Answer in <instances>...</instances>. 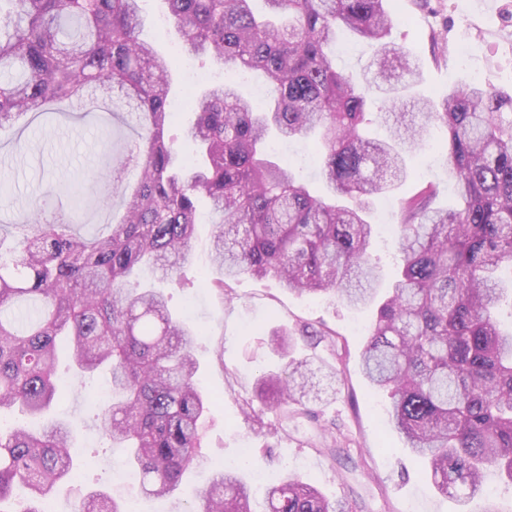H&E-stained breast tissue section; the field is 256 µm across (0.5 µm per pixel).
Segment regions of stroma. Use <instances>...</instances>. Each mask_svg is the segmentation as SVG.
Instances as JSON below:
<instances>
[{"label": "stroma", "mask_w": 512, "mask_h": 512, "mask_svg": "<svg viewBox=\"0 0 512 512\" xmlns=\"http://www.w3.org/2000/svg\"><path fill=\"white\" fill-rule=\"evenodd\" d=\"M143 8V38L160 51L176 53L180 39L162 0H145ZM388 8L400 18L392 40L420 63V94L441 101L450 88L471 81L476 73L482 85L512 93V0H389ZM221 76L211 63L183 60L173 76L174 101ZM85 110V116L77 118L69 105L58 104L52 114H29L0 129V243H11L39 196L45 199L48 221L57 214L56 198L80 196L74 228L87 237L120 220V198L107 196L106 187L113 181L114 156L135 132L118 126L111 138L103 137L110 100L87 103ZM19 139L26 143L20 152L14 149ZM429 182L439 187L435 207L456 205L447 157L439 150L426 151L421 174L376 200L372 257L384 272H391L397 262L394 219L399 201ZM211 236L210 218L201 214L192 261L183 270L192 287L157 280L149 272L143 276L145 283L163 290L175 314L201 329L195 357L213 403L203 431V468L190 473L174 496L140 497L139 512H183L187 499L211 472L238 464L244 437L250 440L254 463L244 467L242 475L256 492L285 476L299 475L314 483L329 502L341 503L345 512H460L454 497L436 493L426 480L422 463L389 422L388 393L373 389L361 370L372 311L355 310L327 296L297 295L276 280L249 276L230 281L234 300L225 302L198 280L203 267L209 268L211 278L221 276L210 264ZM304 322L325 325L334 334L333 341H302L296 349L298 357L335 366L340 373L336 387L319 384L321 399L314 408L325 430L303 418L284 428L270 413L254 421L245 408L254 398L258 377L283 366L269 346L272 330ZM58 368L63 389L37 421L59 418L74 428L79 478L57 486L52 507L53 512H75L80 491L126 496L118 481L125 470V451L101 435L95 418L98 393L109 385L108 371L101 368L76 376L65 348L59 352Z\"/></svg>", "instance_id": "1"}]
</instances>
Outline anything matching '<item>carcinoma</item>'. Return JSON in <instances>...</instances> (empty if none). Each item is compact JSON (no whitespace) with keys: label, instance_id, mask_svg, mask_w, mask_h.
I'll return each mask as SVG.
<instances>
[{"label":"carcinoma","instance_id":"1","mask_svg":"<svg viewBox=\"0 0 512 512\" xmlns=\"http://www.w3.org/2000/svg\"><path fill=\"white\" fill-rule=\"evenodd\" d=\"M144 0H0V127L47 102H81L102 92L112 118L140 129L113 161L137 174L124 215L88 238L68 222H44L37 205L8 250L0 251V414L40 415L56 399L58 344L81 371L106 367L112 398L99 429L129 449L146 492L161 497L199 465L209 397L198 382L200 333L173 316L165 294L137 281L144 267L165 278L192 259L198 205L214 215L211 260L227 281L272 278L298 294L335 297L355 309L374 303L383 270L372 261L374 198L409 176L407 160L430 127L445 131L460 205L433 207L427 184L396 214L399 262L378 308L361 368L389 392V420L423 459L434 488L461 490L465 507L488 472L512 485V329L501 327L512 296V95L477 83L440 103L410 95L418 63L388 40L400 18L387 0H165L181 34L180 52L224 70V80L189 98L194 122L184 143L167 137L173 61L139 38ZM342 30L366 39L384 84L336 70ZM262 71L268 96L243 97L233 74ZM381 120L385 139L366 127ZM272 137L313 142L328 196L310 192L291 164L274 161ZM325 339L302 324L275 332L286 359L256 389L283 423L319 421L306 405L308 361L297 337ZM73 432L51 422L41 432L0 428V503L16 481L29 499L11 512H47L71 477ZM200 509L255 512L233 470L196 493ZM79 512H123L108 493L83 497ZM264 512H345L309 482L272 487Z\"/></svg>","mask_w":512,"mask_h":512}]
</instances>
